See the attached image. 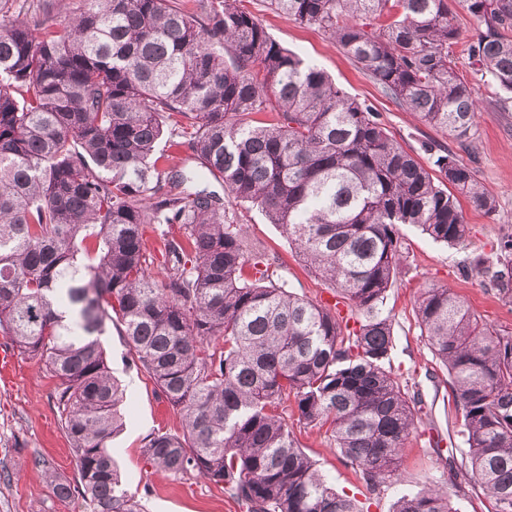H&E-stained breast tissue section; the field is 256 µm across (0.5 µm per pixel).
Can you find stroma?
I'll list each match as a JSON object with an SVG mask.
<instances>
[{
    "label": "stroma",
    "mask_w": 512,
    "mask_h": 512,
    "mask_svg": "<svg viewBox=\"0 0 512 512\" xmlns=\"http://www.w3.org/2000/svg\"><path fill=\"white\" fill-rule=\"evenodd\" d=\"M243 6L280 45L327 72L349 95L370 104L380 122L423 165L431 163L424 143L451 149L475 168L478 181L495 201L491 214L462 202L469 227L463 246H444L415 227L401 226L403 260L385 303L393 319L391 367L401 384L422 397L416 430L400 461L405 489L415 493L439 485L447 488L457 512H488L489 501L462 494L466 477L448 466L452 449L462 448L463 440L457 433L447 375L421 337L415 301L425 288L445 287L486 323L512 332V307L504 304L492 281L498 243L512 234V111H498L492 104L493 87L480 85L475 133L470 146L461 148L387 97L322 30L274 12L268 0H243ZM225 205L242 224L248 245L263 249L274 260L278 276L292 292L320 303L331 300L330 285L311 272L281 228L247 203L229 198ZM102 343L112 374L126 392L121 408L124 427L109 445L123 484L135 493L144 512H244L221 487L193 474L174 476L146 464L142 448L147 436L179 432L180 418L137 368L118 329H110ZM55 385L41 364L22 355L16 358L12 380L0 382V512H80L79 499L56 497L49 481L53 475L72 483L77 480L71 446L53 399ZM294 430L301 448L338 490L361 501L368 499L357 471L331 447L324 430L300 424Z\"/></svg>",
    "instance_id": "35a3bbf8"
}]
</instances>
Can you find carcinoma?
<instances>
[{
	"instance_id": "carcinoma-1",
	"label": "carcinoma",
	"mask_w": 512,
	"mask_h": 512,
	"mask_svg": "<svg viewBox=\"0 0 512 512\" xmlns=\"http://www.w3.org/2000/svg\"><path fill=\"white\" fill-rule=\"evenodd\" d=\"M198 2L82 0L56 18L45 0H0V334L57 380L78 485H51L79 493L83 512H142L108 447L123 427L124 389L101 341L114 325L182 419L181 432L151 435L146 464L222 485L246 512H364L289 420L325 430L369 492L404 483L397 463L422 400L385 367L399 226L462 245L457 195L488 213L495 201L450 150L432 154L444 176L434 179L370 106L239 0ZM461 3L478 30L468 60L505 111L512 0ZM270 5L328 33L426 124L461 145L472 136L478 91L459 73L447 0ZM18 7L30 21L9 20ZM169 119L187 152L178 163L155 152ZM227 197L279 225L343 311L275 280ZM150 226L164 243L159 278ZM496 263L494 286L512 304V238ZM416 315L466 445L450 463L490 512H512V333L448 288L425 289ZM392 512L456 510L430 488L400 494Z\"/></svg>"
}]
</instances>
